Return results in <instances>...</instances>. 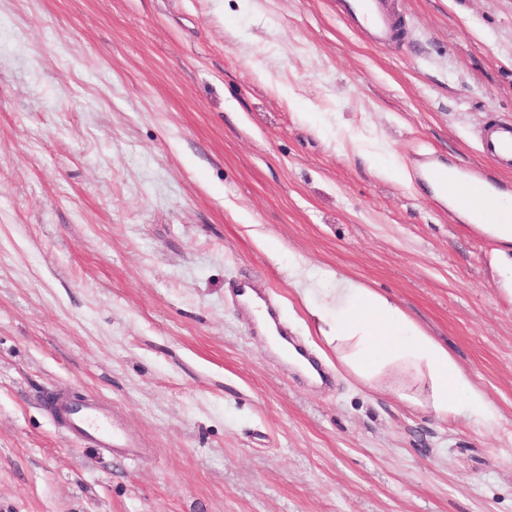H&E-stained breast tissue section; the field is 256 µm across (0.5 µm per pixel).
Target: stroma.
I'll return each mask as SVG.
<instances>
[{
	"label": "stroma",
	"mask_w": 512,
	"mask_h": 512,
	"mask_svg": "<svg viewBox=\"0 0 512 512\" xmlns=\"http://www.w3.org/2000/svg\"><path fill=\"white\" fill-rule=\"evenodd\" d=\"M0 0V512H512V296L419 176L505 175L512 0ZM389 294L493 421L355 382L289 260ZM251 279L325 370L275 356ZM94 395L141 442L82 443ZM346 13L358 25L368 29L373 39L382 45L393 41L397 36L396 23L384 8L386 0H342ZM481 152L500 167L512 169V124L490 126L484 136Z\"/></svg>",
	"instance_id": "1"
}]
</instances>
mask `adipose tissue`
I'll return each mask as SVG.
<instances>
[{
	"label": "adipose tissue",
	"instance_id": "adipose-tissue-1",
	"mask_svg": "<svg viewBox=\"0 0 512 512\" xmlns=\"http://www.w3.org/2000/svg\"><path fill=\"white\" fill-rule=\"evenodd\" d=\"M483 230L498 244L506 284H512V197L483 207ZM302 298L320 338L337 364L358 383L389 393L445 420L468 409L480 421L494 417L492 403L476 393L447 348L427 336L390 298L363 284L337 280L324 300Z\"/></svg>",
	"mask_w": 512,
	"mask_h": 512
}]
</instances>
